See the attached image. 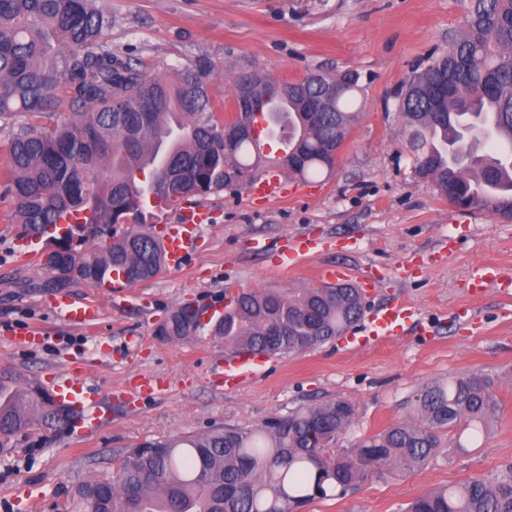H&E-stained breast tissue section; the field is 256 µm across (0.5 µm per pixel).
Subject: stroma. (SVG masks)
Listing matches in <instances>:
<instances>
[{
    "label": "stroma",
    "instance_id": "1",
    "mask_svg": "<svg viewBox=\"0 0 512 512\" xmlns=\"http://www.w3.org/2000/svg\"><path fill=\"white\" fill-rule=\"evenodd\" d=\"M469 0H98L112 18L106 40L151 75L206 63L215 102L234 81L258 71L270 80L352 70L357 112L331 174L303 182L287 199L254 201L248 188L201 198L210 212L196 252L176 272L110 298L69 288L76 301L100 298L86 329L65 324L46 294L17 281L44 277L14 244L20 227L0 188V367L46 382L77 373L102 394L97 432L34 427L0 443V512H65L71 488L112 474L126 448L214 426L252 429L303 405L349 403L351 425L328 443L331 456L408 415L427 383L490 375L499 404L487 434L465 452L439 449L427 465L369 477L345 495L318 498L306 512H404L438 486H459L512 463V299L471 289L485 268L512 273V219L452 208L414 171L397 92L414 71L465 29ZM313 240L302 265L283 271L287 242ZM339 268L361 286L368 306L402 300L419 314L397 338L366 340L360 326L299 354L270 357L238 385L224 380L221 340L201 331L167 340L157 326L172 309L206 311L225 295L317 286L315 272ZM40 327V345L16 348L20 328ZM138 375L165 383L155 395L128 388Z\"/></svg>",
    "mask_w": 512,
    "mask_h": 512
}]
</instances>
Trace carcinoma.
Wrapping results in <instances>:
<instances>
[{"label": "carcinoma", "instance_id": "carcinoma-1", "mask_svg": "<svg viewBox=\"0 0 512 512\" xmlns=\"http://www.w3.org/2000/svg\"><path fill=\"white\" fill-rule=\"evenodd\" d=\"M112 19L94 0H0V122L12 129L8 193L21 234L45 240L53 268L36 287L61 293L97 286L122 271L126 284L150 280L164 255L148 221L142 178L179 206L253 182L267 156L257 137L224 145V120L203 66L149 76L104 40ZM250 108L233 126L255 127L273 85L257 74ZM288 99L291 148L277 163L302 180L333 171L356 113L359 76L315 72L280 86ZM68 109L69 118L53 121ZM416 174L468 210L512 206V0H470L463 35L410 78L398 95ZM25 121L20 123L18 118ZM81 213L80 233L58 232ZM357 288L241 291L209 323L227 349L297 354L342 334L363 315ZM204 325L191 307L170 312L158 335L183 340ZM0 367V437L34 425L60 430L75 411L36 381L17 384ZM488 375L437 380L417 394L410 416L362 440L355 458L323 455L351 423L344 401L271 418L254 429L218 426L127 449L110 476L77 484L71 512H300L317 498L343 495L369 474L427 464L451 432L462 450L486 430L497 403ZM406 512H512V464L492 479L435 488Z\"/></svg>", "mask_w": 512, "mask_h": 512}]
</instances>
